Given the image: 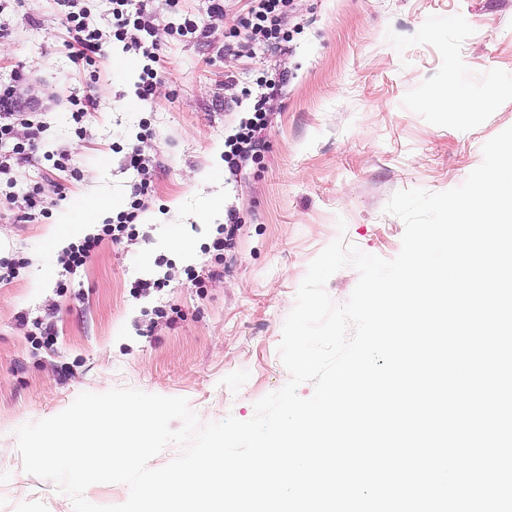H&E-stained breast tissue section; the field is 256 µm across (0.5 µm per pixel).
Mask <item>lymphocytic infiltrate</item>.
Returning a JSON list of instances; mask_svg holds the SVG:
<instances>
[{"instance_id":"obj_1","label":"lymphocytic infiltrate","mask_w":512,"mask_h":512,"mask_svg":"<svg viewBox=\"0 0 512 512\" xmlns=\"http://www.w3.org/2000/svg\"><path fill=\"white\" fill-rule=\"evenodd\" d=\"M64 23L70 35L67 43L74 61L93 63L101 49L102 33L89 20L78 0H57ZM112 36L123 42L126 51L146 59L136 95L147 101L153 98L156 75L151 67L156 61L157 45L154 41L157 18L146 0H111ZM229 0H208L209 16H233L225 51L235 52L241 46L261 47L270 52L282 50L290 34L288 20L295 11V0H248L246 13L234 16L230 13ZM23 75H15L7 84H0V174L9 173L13 167L30 163L37 148L44 125L37 119L35 104L25 99L20 86ZM270 124L263 97H256L249 115L243 118L233 135L224 142V163L230 172H238L258 157L263 135ZM23 126L27 139H13L16 126ZM126 164L135 170L140 179L132 186L125 209L119 211L113 223L103 225L100 236H108L113 242H121L134 232V224L140 212L145 210L149 182L145 178L148 162L141 153L132 151L126 155ZM100 236L84 238L69 243L62 252V264L66 272L76 271L90 259Z\"/></svg>"}]
</instances>
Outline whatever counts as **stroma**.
<instances>
[{
    "mask_svg": "<svg viewBox=\"0 0 512 512\" xmlns=\"http://www.w3.org/2000/svg\"><path fill=\"white\" fill-rule=\"evenodd\" d=\"M82 5L103 33L90 68L70 60L54 0H7L0 13L13 29L0 81L23 74L22 95L42 104L45 124L39 163L0 177V258L29 260L0 279V512H73L51 481L24 472L15 432L80 393L132 387L186 398L204 424L250 419L289 379L278 346L310 262L341 236L396 257L404 223L385 211L393 194L461 185L483 145L512 127V0H296L285 50L236 56L207 0H181L176 15L153 0L160 60L148 101L136 95L141 60L112 36L110 0ZM184 15L206 36L179 35ZM278 71L287 81L266 104L267 147L230 175L224 140L239 115L224 104V80L252 89ZM446 86L467 101L492 87L498 96L484 112L429 110ZM86 94L94 105L78 136L71 100ZM135 148L150 161L151 193L134 239L103 238L67 273L62 247L85 236L64 221L70 202L91 195L115 216L138 179L124 161ZM29 184L48 213L21 223L5 198ZM214 195L239 221L219 263L209 247L223 216L196 219ZM190 268L207 272L204 288ZM156 278L161 291L133 293L135 280Z\"/></svg>",
    "mask_w": 512,
    "mask_h": 512,
    "instance_id": "35a3bbf8",
    "label": "stroma"
}]
</instances>
